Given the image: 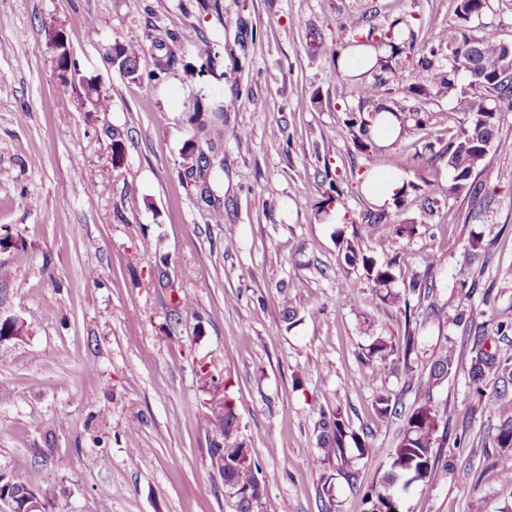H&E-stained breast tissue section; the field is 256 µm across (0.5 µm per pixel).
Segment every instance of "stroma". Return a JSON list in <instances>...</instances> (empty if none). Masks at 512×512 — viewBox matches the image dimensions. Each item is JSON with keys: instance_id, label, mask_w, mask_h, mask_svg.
Masks as SVG:
<instances>
[{"instance_id": "obj_1", "label": "stroma", "mask_w": 512, "mask_h": 512, "mask_svg": "<svg viewBox=\"0 0 512 512\" xmlns=\"http://www.w3.org/2000/svg\"><path fill=\"white\" fill-rule=\"evenodd\" d=\"M0 0V264L11 267L6 308L27 336L0 344V473L33 488L66 490L49 512H238L215 451L223 444L213 389L196 367L214 364L234 399V435L261 462L266 496L254 512H362L357 489L335 468H317L321 412L341 410L381 455L357 461L360 487L379 482L385 452L403 426L381 417L378 395L410 406L402 369L372 373L371 337L402 344L428 371L435 352L470 351L453 317L458 303L484 312L486 347L512 356V110L500 115L498 147L480 175L489 203L439 196L422 218L414 184L435 170L434 153L464 124L456 99L409 94L428 73L409 52L375 69L387 101L403 107L405 134L391 146L357 147L337 137L357 108V81L329 48L345 46V24L365 16L378 29L419 24L435 42L454 22L455 0ZM63 33L80 75L111 98L91 111L81 83L56 77L49 35ZM139 45L140 75L113 64L114 43ZM210 45L213 62L200 57ZM177 62L147 73L163 51ZM224 107V139L209 151L206 177L192 173L202 146L190 118L196 104ZM430 116L414 128L415 112ZM124 156L112 165V137ZM399 158L408 186L394 221L378 224L362 248L395 262L404 292L434 254L436 296L378 303L363 270L342 249L372 202L366 175ZM221 211L222 223L212 214ZM416 223L413 238L398 224ZM490 241L478 288L458 279L472 232ZM352 286L355 302L342 290ZM194 299L190 310L178 298ZM291 299L299 320L282 318ZM507 325L498 333V325ZM459 363L433 402L460 445L439 449L432 483L403 493L400 512H512L500 473L512 449L494 447L512 394L488 404ZM68 470L56 467L58 459Z\"/></svg>"}]
</instances>
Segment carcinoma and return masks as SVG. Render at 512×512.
Wrapping results in <instances>:
<instances>
[{
    "instance_id": "1",
    "label": "carcinoma",
    "mask_w": 512,
    "mask_h": 512,
    "mask_svg": "<svg viewBox=\"0 0 512 512\" xmlns=\"http://www.w3.org/2000/svg\"><path fill=\"white\" fill-rule=\"evenodd\" d=\"M456 17L459 22L451 24L438 36L439 43L448 45L452 59L444 67L437 62L435 46L427 43L420 49L418 63L430 74L431 87L443 95L456 96L465 104L466 120L460 132L448 142L445 151L446 164L453 172L452 183L444 187L430 179H423V208L430 210L435 195L465 194L473 199L487 198L485 186L476 181V172L484 163L488 153L497 142L500 124V108L512 109V44L503 42L491 31H475L467 26L473 18L481 16L487 8V0H455ZM385 36L390 38V47L398 52L407 46L414 48L418 34L412 26L403 30L389 29ZM140 47L133 43L117 42L113 45L112 62L127 75L139 71ZM465 71L469 76L467 85L458 82V72ZM85 95L92 110L103 112L110 106V98L89 83L84 86ZM385 95L383 79L376 77L359 89L361 105L346 113L343 126L336 130V136L359 127L367 131V118H373L392 107L380 103ZM209 135L214 139L224 137V108L219 105L211 111ZM391 218L382 209L368 214L362 225L360 236L369 235L375 224H389ZM344 261L347 265L360 267L375 287L385 291L378 295L382 302L395 304L400 294L390 291L396 281L395 264H377L375 259L353 242L346 244ZM409 291L422 298L430 299L434 294L433 276L413 277L408 283ZM404 347H398L387 336H376L368 345L366 357L371 362L373 373L389 363H402L408 381L416 378V369L408 361L414 350L415 336L407 332ZM472 355L469 360L468 378L475 392L486 395L487 378L497 373L502 387L495 388L493 397L507 392L512 384V359H499L496 354L484 349L483 336H474ZM455 362V354L446 348L436 355L427 379L418 383L414 400L406 413V423L394 448L387 453L388 468L379 485L369 487L363 493V502L368 505L365 512H397L401 494L413 484L431 483L437 471L439 456L434 449L443 448L448 443V427H439L440 416L433 403L432 390L448 379ZM224 440H229L235 432L238 421L233 399L224 396ZM317 447L319 454L314 459L316 466H337V472L346 476L352 488L359 490L357 472L352 463L380 453V449L370 442L348 431V424L341 410L322 413L319 421ZM352 440L355 453H348L347 440ZM493 443L497 448H512V414L501 415ZM260 464L257 457L242 450V445H224V488L238 499V512H253L256 504L266 494L265 482L258 478ZM64 492L56 486L34 489L24 481L6 474H0V500L10 503L12 512H29L32 499L46 508L53 497Z\"/></svg>"
}]
</instances>
